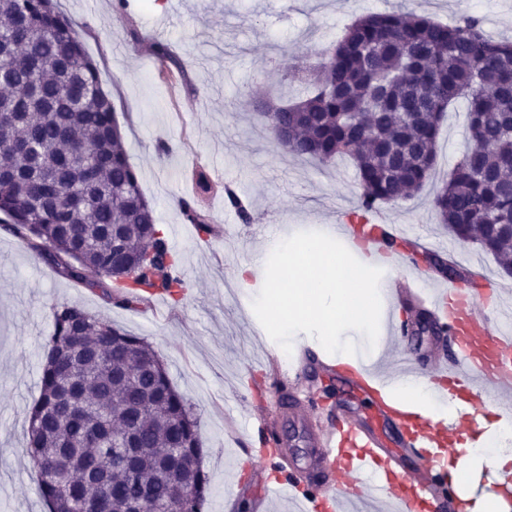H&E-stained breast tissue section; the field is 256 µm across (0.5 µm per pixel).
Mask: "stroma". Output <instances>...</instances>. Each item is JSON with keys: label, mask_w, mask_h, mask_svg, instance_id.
<instances>
[{"label": "stroma", "mask_w": 512, "mask_h": 512, "mask_svg": "<svg viewBox=\"0 0 512 512\" xmlns=\"http://www.w3.org/2000/svg\"><path fill=\"white\" fill-rule=\"evenodd\" d=\"M59 6L98 66L141 188L181 258L187 294L158 319L143 306L119 308L0 232V512H47L24 443L40 394L42 347L53 331V309L62 304L145 337L158 352L200 421L202 469L210 482L205 512H225L230 496L253 504L262 492L252 462L259 437L244 429L249 414L242 394L261 405L280 394L315 414L341 407L369 418L374 407L338 377L276 375L265 337H276L282 349L293 336L313 337L316 357L326 346L312 326H298L290 337L279 334L261 303L266 279L248 292L235 282L237 265L257 255L275 263L280 237L319 235L339 250L329 226L337 213L353 212L360 194L347 162L322 165L277 154L254 102L267 93L296 94L303 69L320 61L356 17L394 9L448 23L462 16L460 0H179L174 10L168 0H128L123 9L115 0H59ZM154 41L167 43L183 60L186 79L161 78L150 49ZM164 142L170 155L159 150ZM469 145L466 104L459 100L443 120L433 178L417 197L379 213L428 239L434 253L452 254L461 269L482 274L512 303V277L491 254L453 240L432 209L436 187ZM195 167L221 175L248 197L252 221L242 223L217 193L203 205L213 216L212 233L200 238L178 206L194 191L188 173ZM377 334V323L370 324L343 334L333 349L366 366L395 360L391 347L377 355Z\"/></svg>", "instance_id": "1"}]
</instances>
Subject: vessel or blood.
<instances>
[{
	"mask_svg": "<svg viewBox=\"0 0 512 512\" xmlns=\"http://www.w3.org/2000/svg\"><path fill=\"white\" fill-rule=\"evenodd\" d=\"M374 227L371 235L351 231L346 224L336 230L342 240H353L368 253L411 267L409 254L394 247L404 239V231L380 220ZM394 286L403 300L438 314L452 352L426 365L406 351L393 375L377 379L366 369L347 374L346 380L367 391L375 383L386 387L401 378L422 376L447 389L457 402L455 412L435 419L378 403V413L401 435L402 449L397 452L362 419L341 408L333 410L309 429V466L321 473L309 486L299 483L289 465L285 441H276L271 450L260 449L262 463L274 475L258 503L262 510L274 508L285 492L293 512H343L345 504L355 500L369 502L374 512H466L467 498L448 485L446 453L462 431L478 433L476 416L485 400H492L497 416L512 418V333L501 329L502 322L512 320V306L498 303L491 311L481 310L471 283L456 279L425 296L403 277Z\"/></svg>",
	"mask_w": 512,
	"mask_h": 512,
	"instance_id": "1",
	"label": "vessel or blood"
}]
</instances>
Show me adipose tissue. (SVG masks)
I'll use <instances>...</instances> for the list:
<instances>
[{
    "instance_id": "1",
    "label": "adipose tissue",
    "mask_w": 512,
    "mask_h": 512,
    "mask_svg": "<svg viewBox=\"0 0 512 512\" xmlns=\"http://www.w3.org/2000/svg\"><path fill=\"white\" fill-rule=\"evenodd\" d=\"M266 278L264 305L282 331L315 322L324 328L325 339L332 344L342 333L369 321V310L357 307L353 298L359 279L350 277L344 257L320 239H309L286 251ZM485 465L503 474L512 473V451L466 446L450 467L449 479L458 486L473 488Z\"/></svg>"
}]
</instances>
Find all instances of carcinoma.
<instances>
[{"mask_svg": "<svg viewBox=\"0 0 512 512\" xmlns=\"http://www.w3.org/2000/svg\"><path fill=\"white\" fill-rule=\"evenodd\" d=\"M0 227L63 277L128 308L147 291L182 303L187 282L123 143L112 100L58 0H0ZM163 75L184 74L151 42ZM307 94L261 103L285 154L350 160L358 211L411 199L438 162L448 105L467 106L471 146L432 198L437 220L512 275V40L465 15L453 24L400 12L356 18L306 69ZM180 209L200 232L197 200ZM244 223L248 205L224 188ZM95 275L90 279L89 275ZM25 452L48 512H127L128 498L187 492L179 512H204L209 484L197 415L147 342L75 305L53 311L40 395Z\"/></svg>", "mask_w": 512, "mask_h": 512, "instance_id": "carcinoma-1", "label": "carcinoma"}]
</instances>
